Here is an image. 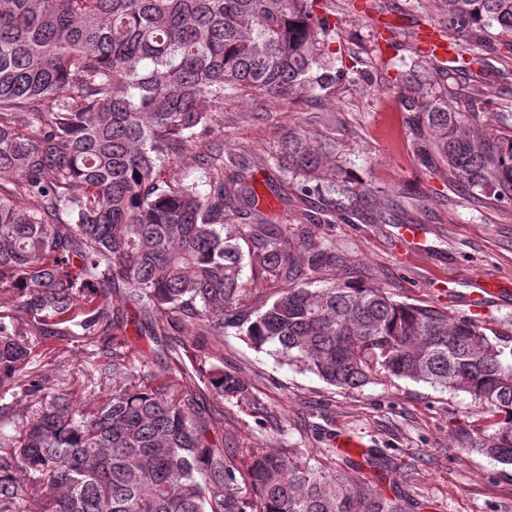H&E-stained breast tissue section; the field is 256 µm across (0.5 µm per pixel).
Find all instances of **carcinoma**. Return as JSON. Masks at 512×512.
I'll use <instances>...</instances> for the list:
<instances>
[{
  "label": "carcinoma",
  "mask_w": 512,
  "mask_h": 512,
  "mask_svg": "<svg viewBox=\"0 0 512 512\" xmlns=\"http://www.w3.org/2000/svg\"><path fill=\"white\" fill-rule=\"evenodd\" d=\"M445 3L446 36L472 57L401 60L397 79L430 86L400 100L413 152L442 179L512 202V114L489 130L476 98L461 112L444 84L486 54L512 57V0ZM331 35L315 0H0V512L25 496L38 512H406L402 494L351 486L313 456L224 447L201 393L244 388L219 367L184 365L175 384L133 367L114 333L129 306L169 359L200 338L218 346L232 328L339 389L397 378L465 393L496 418L465 450L512 465V349L480 320L452 321L377 285L312 287L341 263L313 228L338 211L402 223L393 201L372 212L370 190L343 165L323 176L330 144L290 133L267 162L291 174L296 237L271 224L231 153L201 156L204 192L159 179L199 148L224 97L287 99L335 83ZM241 215L249 222L235 223ZM246 258L286 284L252 316L238 306ZM179 323L188 335L173 339ZM74 336L92 346L107 392L98 404L26 371Z\"/></svg>",
  "instance_id": "cac0c4a2"
}]
</instances>
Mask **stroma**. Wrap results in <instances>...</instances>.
I'll return each mask as SVG.
<instances>
[{
  "instance_id": "1",
  "label": "stroma",
  "mask_w": 512,
  "mask_h": 512,
  "mask_svg": "<svg viewBox=\"0 0 512 512\" xmlns=\"http://www.w3.org/2000/svg\"><path fill=\"white\" fill-rule=\"evenodd\" d=\"M372 2L319 0V13L333 31L328 48L336 59L335 84L287 100L255 93L225 98L201 146L220 144L246 161L257 194L272 200L268 215L294 232L293 209L272 199L264 163L291 132L306 130L335 141L337 160L370 187L377 203L403 193L415 228V240L409 243L398 225L365 224L348 214L322 225L316 240L334 242L344 259L337 277L382 285L397 299L436 305L455 320L479 318L512 348V203L449 186L420 165L398 110L399 97L420 87L397 84L395 68L413 46L402 40L392 46L378 42L388 21L415 32L442 29L440 0H385L383 13ZM476 83L488 92L485 122L497 126L499 113L512 112V60L484 57L471 75L449 80L448 94L463 99ZM481 280L497 283L500 293L479 291ZM141 318L136 310L127 314L125 335L134 365L160 380H178L176 364L157 357L151 336L139 332ZM89 350L78 336L59 341L42 359L40 372L55 384L62 370H69L75 392L100 400L102 390L87 389L93 370ZM188 355L202 367H223L248 388L243 397L209 396L204 401L230 447L273 446L314 455L344 435L362 452L389 456L396 475L391 478L368 466L351 469L342 458L337 467L384 494L400 490L409 512H512V466L464 449L469 436L490 419L467 394L396 378L341 390L310 372L275 362L232 329L222 346L202 352L193 348Z\"/></svg>"
}]
</instances>
